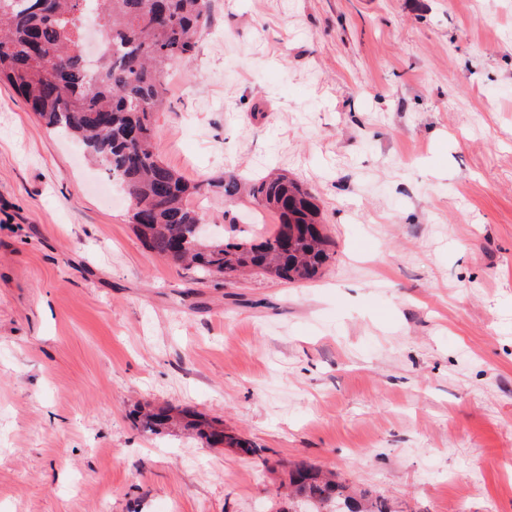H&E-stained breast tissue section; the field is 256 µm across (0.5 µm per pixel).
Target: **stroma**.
Listing matches in <instances>:
<instances>
[{
    "label": "stroma",
    "instance_id": "35a3bbf8",
    "mask_svg": "<svg viewBox=\"0 0 512 512\" xmlns=\"http://www.w3.org/2000/svg\"><path fill=\"white\" fill-rule=\"evenodd\" d=\"M167 85L163 162L287 172L332 258L192 283L1 84L0 512H278L298 461L395 512H512V0H212ZM146 402L264 455L144 432Z\"/></svg>",
    "mask_w": 512,
    "mask_h": 512
}]
</instances>
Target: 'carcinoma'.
Returning a JSON list of instances; mask_svg holds the SVG:
<instances>
[{"label":"carcinoma","mask_w":512,"mask_h":512,"mask_svg":"<svg viewBox=\"0 0 512 512\" xmlns=\"http://www.w3.org/2000/svg\"><path fill=\"white\" fill-rule=\"evenodd\" d=\"M112 54L91 74L81 54L88 0H0V82L8 84L48 129L81 143L134 205L131 223L143 244L194 272L196 279L233 278L257 271L288 283L314 279L331 258L330 240L318 221L314 197L283 173L242 181L226 173L190 182L156 152L154 114L167 102V75L190 61L207 26L210 0H94ZM209 187L224 197H248L278 217L276 229L254 242L206 237L204 215L191 200ZM288 227V248L280 231ZM146 432L181 425L213 446L258 455L246 438L224 433L223 424L190 409L149 405L135 410ZM288 507L306 501L310 512H393L310 464L284 471Z\"/></svg>","instance_id":"cac0c4a2"}]
</instances>
